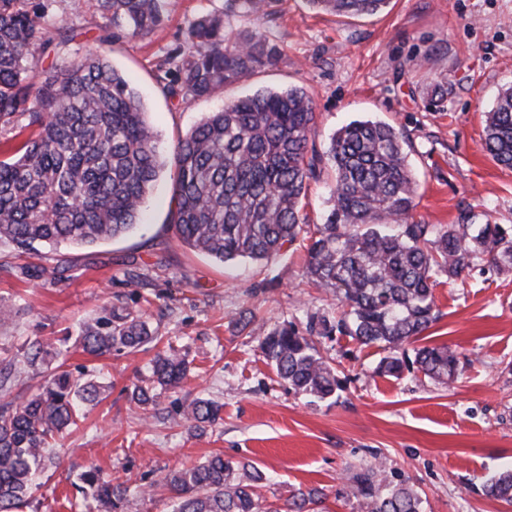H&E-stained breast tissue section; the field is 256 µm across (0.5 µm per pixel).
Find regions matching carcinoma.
<instances>
[{"label":"carcinoma","instance_id":"obj_1","mask_svg":"<svg viewBox=\"0 0 512 512\" xmlns=\"http://www.w3.org/2000/svg\"><path fill=\"white\" fill-rule=\"evenodd\" d=\"M330 15H370L389 0H306ZM105 20L103 41L122 34L145 37L164 20L174 0H97ZM270 0H226L224 14L196 18L184 39L169 50L157 71L170 79L167 92L183 100L209 95L275 65L283 50L268 33L232 29L231 15L258 17ZM71 31L47 18L33 0H0V242L23 253L63 243L91 246L122 237L139 223L144 198L161 169L157 133L139 94L102 55L73 57L36 70L63 52ZM35 127L21 145L19 132ZM405 137L393 126L354 120L316 145L313 103L301 87L260 90L224 104L195 126L177 146L170 214L178 240L219 262L262 263L293 244L307 227L303 200L325 167L335 172L330 209L314 225L307 277L336 294L342 312L313 313L300 329L289 322L260 340L276 374L296 391L323 399L341 381L317 348L320 340L348 336L390 351L378 371L395 379L406 368L405 345L437 320L436 277L464 276L488 257L512 271V228L476 224L471 208L458 223L414 220L416 185L403 151ZM484 149L512 168V88L487 113ZM157 339L149 321L116 307L79 331L83 350L103 356L134 351ZM60 351L46 340L30 345L26 362L36 366ZM414 363L425 375L449 384L459 357L449 346H422ZM187 377L175 353L152 362L151 379L174 389ZM103 383L75 377L58 364L38 393L19 406L0 409V512L31 497L39 476L56 463L49 439L76 424L80 407L97 401ZM222 405L195 398L182 407L190 427L221 420ZM265 474L250 463L221 454L164 477L174 493L172 512H308L321 502L317 489L299 490L284 507L256 494ZM79 492L105 512H128L127 488L91 466L79 475ZM347 491L362 512H422V500L401 476L354 473ZM485 493L512 505V468L492 476Z\"/></svg>","mask_w":512,"mask_h":512}]
</instances>
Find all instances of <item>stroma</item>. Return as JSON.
<instances>
[{
	"instance_id": "1",
	"label": "stroma",
	"mask_w": 512,
	"mask_h": 512,
	"mask_svg": "<svg viewBox=\"0 0 512 512\" xmlns=\"http://www.w3.org/2000/svg\"><path fill=\"white\" fill-rule=\"evenodd\" d=\"M45 3L51 21L73 28L71 53L105 55L139 92L160 134L163 168L143 223L121 238L24 257L0 244V303L12 307L0 320V362L21 361L40 338L62 350L66 370L105 385L98 402L82 406L77 426L55 439L59 463L19 512H90L74 484L91 466L126 483L130 512H169L164 476L216 453L256 463L268 477L259 493L278 504L317 488L326 512H360L348 478L380 461L384 474L408 479L424 512H512L483 488L512 465L511 271L478 260L465 279L440 276V318L425 342L456 350L454 383L415 368L399 379L381 375L385 350L343 336L320 346L342 387L319 400L295 393L259 348L262 333L340 310L334 293L305 275L307 237L263 264H223L182 244L169 222L179 140L238 96L301 87L313 100L320 148L356 119L405 135L415 220L452 224L468 206L478 223L511 226L512 169L486 154L483 138L485 113L512 86V0H390L377 14L352 18L313 13L304 0H272L268 14L228 22L270 32L284 60L188 101L163 92L155 64L224 0H176L148 36L111 42L102 39L95 0ZM110 306L146 314L158 342L134 354H85L80 324ZM169 351L188 365L183 387L136 404L132 388L149 384L152 359ZM197 397L222 404V421L189 429L180 408Z\"/></svg>"
}]
</instances>
